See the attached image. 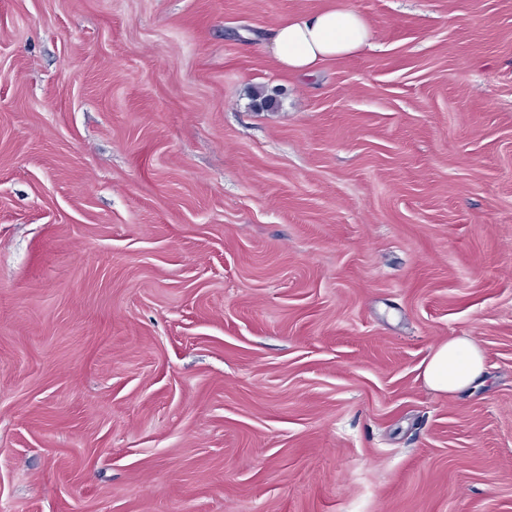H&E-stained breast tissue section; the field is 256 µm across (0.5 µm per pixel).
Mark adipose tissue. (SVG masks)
<instances>
[{
  "instance_id": "adipose-tissue-1",
  "label": "adipose tissue",
  "mask_w": 512,
  "mask_h": 512,
  "mask_svg": "<svg viewBox=\"0 0 512 512\" xmlns=\"http://www.w3.org/2000/svg\"><path fill=\"white\" fill-rule=\"evenodd\" d=\"M369 37V30L357 13L324 11L281 22L272 33L270 48L284 69L306 73L328 59L360 51L367 46ZM421 368L428 387L451 394L483 374V351L475 338L457 336L438 345Z\"/></svg>"
}]
</instances>
